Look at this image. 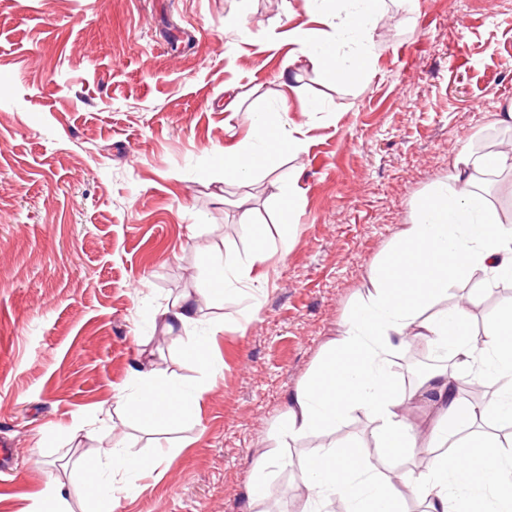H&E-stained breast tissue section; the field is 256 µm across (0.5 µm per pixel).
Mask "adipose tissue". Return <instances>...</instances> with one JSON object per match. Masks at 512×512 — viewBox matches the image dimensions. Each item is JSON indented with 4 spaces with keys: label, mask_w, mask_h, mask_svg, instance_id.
Returning <instances> with one entry per match:
<instances>
[{
    "label": "adipose tissue",
    "mask_w": 512,
    "mask_h": 512,
    "mask_svg": "<svg viewBox=\"0 0 512 512\" xmlns=\"http://www.w3.org/2000/svg\"><path fill=\"white\" fill-rule=\"evenodd\" d=\"M382 0H352L350 9L334 11L331 25L353 46V62L310 43L308 33L292 29V43L304 46L308 66L334 77L365 81L371 69L370 33L382 19ZM287 103L272 110L248 113L246 121L260 150L225 151L224 179L249 181L257 170L270 167L285 151L300 152L302 142L280 118ZM503 151L479 152L459 148L448 183L433 192L392 254L371 275L372 290L334 341L316 373L291 395L280 428L281 438L316 437L335 427L344 416L358 412L377 422L378 446L390 457L413 455L418 442L431 453L426 469L404 466L380 473L353 439L322 447L306 462L303 481L310 501L335 507L337 512H404L402 490L414 491L425 512H512V451L498 437L475 432L484 421L512 422V308L475 334L470 324L474 297L437 307L449 288L474 272L512 281V231L494 227L488 202L478 189L481 177L504 167ZM255 247L252 261L231 254L204 259L209 286L197 299L183 298L161 313L164 324L179 323L173 345L188 348L204 368H211L207 341L187 334L194 321V301L252 286L253 260L262 259L267 239L262 225L243 214ZM422 341L449 356L448 365L428 372L415 393L395 388L387 367L396 350ZM470 376L489 387L480 402L462 397L459 380ZM428 399L436 409L434 426L420 432L408 415L414 397ZM126 410L155 428L192 416L197 397L187 395L156 371L143 373L136 395L123 397Z\"/></svg>",
    "instance_id": "1"
}]
</instances>
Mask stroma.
Wrapping results in <instances>:
<instances>
[{"mask_svg": "<svg viewBox=\"0 0 512 512\" xmlns=\"http://www.w3.org/2000/svg\"><path fill=\"white\" fill-rule=\"evenodd\" d=\"M292 18H285V11ZM306 0H0V443L12 476L0 512H29L49 484L68 512H93L85 467L111 479L106 451L159 463L116 512H262L256 451L281 502L305 498L317 444L373 445L352 413L321 438L281 441L291 394L326 357L369 275L419 202L447 182L455 150L506 148L512 129V0H385L368 82L289 65ZM296 92L283 118L303 143L245 183L224 151L248 143L243 113ZM242 94L224 109V89ZM298 214L279 221L278 187ZM250 213L268 238L257 289L195 307L215 372L164 334L159 310L204 287L202 255L253 253ZM477 291L475 332L512 306ZM156 369L203 392L199 415L157 432L118 404ZM296 196L297 188L295 182H288V184L280 187L278 194L280 200V223H294Z\"/></svg>", "mask_w": 512, "mask_h": 512, "instance_id": "1", "label": "stroma"}]
</instances>
